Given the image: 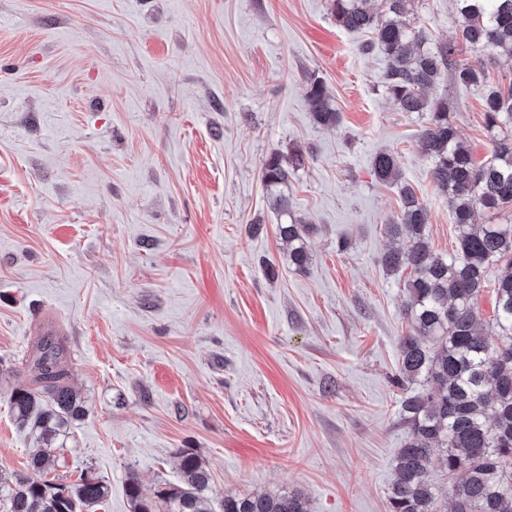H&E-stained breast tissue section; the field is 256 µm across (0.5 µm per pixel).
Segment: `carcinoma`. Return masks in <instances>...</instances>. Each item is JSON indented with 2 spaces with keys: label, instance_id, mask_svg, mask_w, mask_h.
<instances>
[{
  "label": "carcinoma",
  "instance_id": "obj_1",
  "mask_svg": "<svg viewBox=\"0 0 512 512\" xmlns=\"http://www.w3.org/2000/svg\"><path fill=\"white\" fill-rule=\"evenodd\" d=\"M386 13L377 14L372 0H329L336 24L348 31L370 33L362 47L387 59L382 87L403 112H427L419 134L422 152L431 161V176L448 200L456 227L455 251L434 252L426 235L428 210L407 186L401 187L398 220L386 225L394 241L408 247L389 248L378 257L388 272L410 270L404 283L408 296L405 316L410 331L400 338L396 382L407 391L400 421L407 437L395 456V478L386 496V512H438L451 498V512H512V224H477L481 208L497 214L512 206V138L495 140L493 156L479 164L459 140L448 119V99L435 98L436 83L452 76L464 86L484 83L481 59L460 64L453 42L428 45V37L407 21L408 0H385ZM460 37L478 55L496 53L512 58V0H455ZM314 123L332 127L339 113L324 83L313 80L306 92ZM485 124L493 132L512 123V82L484 93ZM302 155L286 159L270 154L261 178L275 210L290 222L278 224L286 244L288 264L297 269L309 260L308 224L290 214L281 188ZM373 172L383 182L398 181L394 155L378 151ZM504 263L494 281L492 326L489 332L478 309L488 281L489 266ZM34 389L18 388L9 397L15 422L34 433L38 447L29 468L38 478L8 481L0 476V512H84L105 500L108 485L88 475L73 484L50 478L58 467L71 426L85 413L84 401L69 383L64 345L48 336L34 344ZM178 483L158 486L146 497L135 473L125 492L131 512H214L208 492L211 474L192 448L176 450ZM448 471V485L427 479L437 460ZM221 512H309L299 491L226 494Z\"/></svg>",
  "mask_w": 512,
  "mask_h": 512
}]
</instances>
